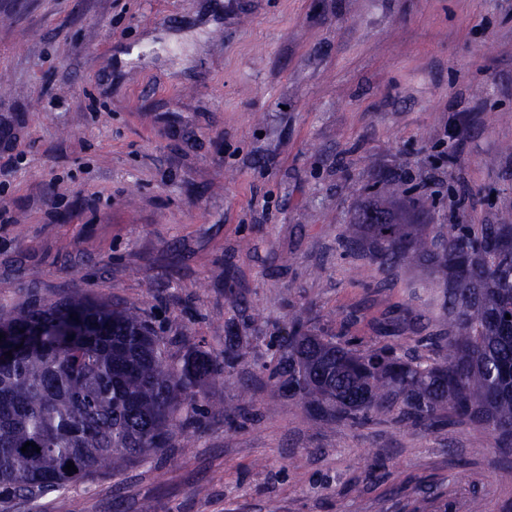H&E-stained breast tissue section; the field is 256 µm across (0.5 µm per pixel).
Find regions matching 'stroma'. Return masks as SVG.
Returning <instances> with one entry per match:
<instances>
[{
  "instance_id": "1",
  "label": "stroma",
  "mask_w": 512,
  "mask_h": 512,
  "mask_svg": "<svg viewBox=\"0 0 512 512\" xmlns=\"http://www.w3.org/2000/svg\"><path fill=\"white\" fill-rule=\"evenodd\" d=\"M387 173L434 197L407 220L512 224V0H0V311L244 346L204 387L233 421L0 512H512L485 423L326 422L273 375L295 322L446 328L426 268L383 287L342 243Z\"/></svg>"
}]
</instances>
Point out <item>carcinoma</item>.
Listing matches in <instances>:
<instances>
[{
    "label": "carcinoma",
    "mask_w": 512,
    "mask_h": 512,
    "mask_svg": "<svg viewBox=\"0 0 512 512\" xmlns=\"http://www.w3.org/2000/svg\"><path fill=\"white\" fill-rule=\"evenodd\" d=\"M374 187L382 197L410 193L389 176ZM344 245L382 274L413 262L441 276L448 332L424 344L438 360L297 325L275 370L287 375L288 395L324 421L396 410L400 420L433 429L451 411L488 424L502 454L511 453L512 224H470L446 236L428 224H400L380 204L359 213ZM408 322L409 310L396 309L380 332ZM0 330L16 339L0 362L1 504L110 476L118 464L171 445L175 426L193 435L204 385L242 358L231 336L220 357L193 347L176 361L145 313L88 296L32 298L0 312ZM69 461L78 469L72 475Z\"/></svg>",
    "instance_id": "obj_1"
}]
</instances>
